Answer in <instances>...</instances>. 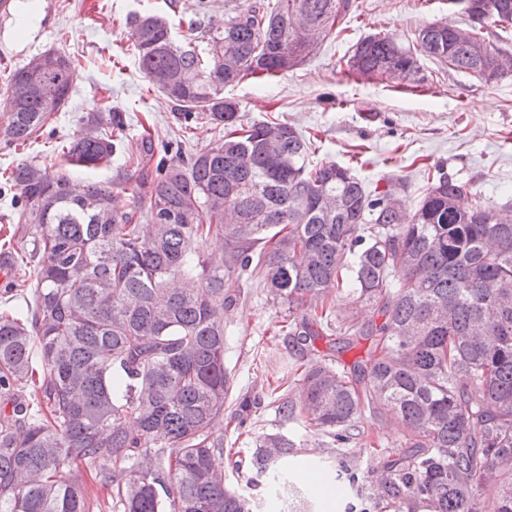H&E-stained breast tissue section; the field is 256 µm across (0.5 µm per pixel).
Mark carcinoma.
Returning <instances> with one entry per match:
<instances>
[{"label":"carcinoma","instance_id":"carcinoma-1","mask_svg":"<svg viewBox=\"0 0 512 512\" xmlns=\"http://www.w3.org/2000/svg\"><path fill=\"white\" fill-rule=\"evenodd\" d=\"M465 27L429 24L401 46L379 35L347 59L362 78L409 86L419 56L489 83L512 60L485 30L512 26V0H470ZM357 0H252L222 27L180 41L158 14L128 19L144 76L175 103L181 123L222 135L138 180L131 210L116 205L149 140L108 180L70 187L74 167H108L121 151V118L100 107L68 138L67 168L23 160L0 176L20 192L17 223L37 259L32 313L0 309V512H251L214 466L213 433L232 395L224 362V310L237 305L233 276H259L266 298L302 312L298 340L320 330L373 336L377 355L351 370L312 361L297 397L275 394L280 420L300 421L336 445L365 417L396 412L406 432L380 478L379 499L400 512H477L496 494L512 512V201L464 204L467 184L440 175L409 212L403 185L368 190L336 164L309 162L314 141L287 123L243 125L224 89L275 77L315 51ZM77 64L47 50L6 84V145L33 138L68 99ZM55 87L47 98L41 88ZM350 286L384 318L343 315L332 290ZM319 329H311L312 325ZM256 480L285 508L305 493L281 467L298 453L281 433L253 440ZM79 464L109 490L91 500Z\"/></svg>","mask_w":512,"mask_h":512}]
</instances>
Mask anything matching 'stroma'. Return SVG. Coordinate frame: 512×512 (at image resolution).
<instances>
[{
	"mask_svg": "<svg viewBox=\"0 0 512 512\" xmlns=\"http://www.w3.org/2000/svg\"><path fill=\"white\" fill-rule=\"evenodd\" d=\"M360 14L348 31L321 39L313 55L269 83L241 82L226 88L236 100L243 122L278 119L315 135L313 162L351 168L367 188L387 178L403 180L407 209H414L438 173L466 182L481 201L497 204L512 198V76L486 83L426 58L421 82L396 89L376 80L349 74L344 57L359 38L381 34L405 44L415 32L436 21L466 25L467 15L448 0H358ZM246 0H0V99L10 71L34 55L59 50L78 67L65 106L53 113L30 144L16 150L0 141V172L21 160H37L48 170L59 169L60 143L79 130L82 120L101 103L119 113L124 127L123 149L150 139L156 159L189 155L214 141L217 130L198 126L192 136L181 132L173 103L140 72L128 48L126 16L146 11L178 18L198 12L205 24L224 22ZM32 7L40 21L32 30L18 24L22 8ZM16 190L0 188V261L9 272L0 277V305L25 310L32 297L34 276L21 263L31 244L24 225L13 218ZM248 299L224 313L225 361L236 384V396L224 406L225 422L217 425L229 450L236 438L283 432L300 444L288 460L292 480L307 488L300 512H378L373 496L382 474L370 443L381 440L387 452L397 451L404 434L395 418L362 423V433L341 449L302 423H279L269 407L270 382L293 381L302 364L313 359L349 365L368 360L373 343L367 336H322L313 346H294L274 327L285 308L268 304L264 292L250 280L239 279ZM228 487L256 501V512H275L266 483L251 482L247 459L227 453L220 461ZM351 469L357 484L329 501L310 489L315 469Z\"/></svg>",
	"mask_w": 512,
	"mask_h": 512,
	"instance_id": "stroma-1",
	"label": "stroma"
}]
</instances>
